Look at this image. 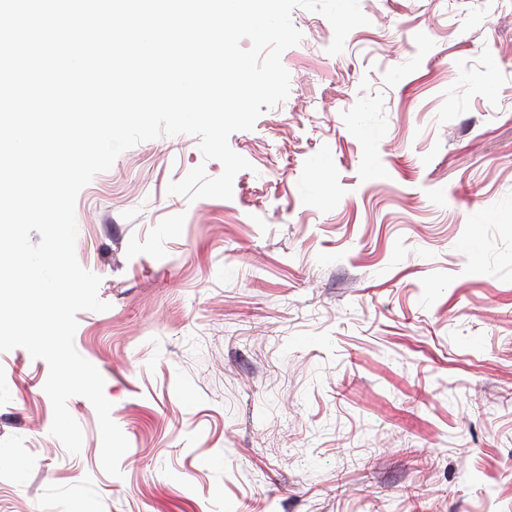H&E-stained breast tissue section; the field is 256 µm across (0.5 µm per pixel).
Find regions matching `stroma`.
Segmentation results:
<instances>
[{
  "instance_id": "35a3bbf8",
  "label": "stroma",
  "mask_w": 512,
  "mask_h": 512,
  "mask_svg": "<svg viewBox=\"0 0 512 512\" xmlns=\"http://www.w3.org/2000/svg\"><path fill=\"white\" fill-rule=\"evenodd\" d=\"M328 54L291 13L289 95L229 145V200L138 143L79 193L78 313L129 448L92 404L50 433L49 368L0 352V512H512V0H359Z\"/></svg>"
}]
</instances>
